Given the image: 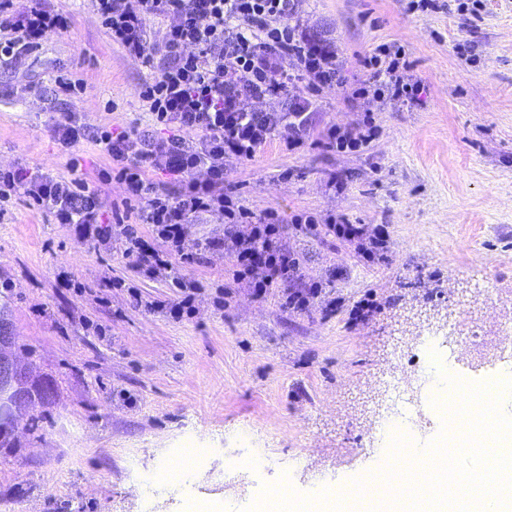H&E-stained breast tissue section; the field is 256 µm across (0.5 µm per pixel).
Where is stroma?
<instances>
[{
	"mask_svg": "<svg viewBox=\"0 0 512 512\" xmlns=\"http://www.w3.org/2000/svg\"><path fill=\"white\" fill-rule=\"evenodd\" d=\"M55 3L67 30L0 65V167L91 181L107 157L86 141L60 150L54 124L76 112L156 134L138 89L160 69L128 59L88 0ZM408 4L301 0L298 20L335 42L354 86L368 78L364 56L401 45L423 87L416 103L323 90L299 150L278 136L228 167L244 209L279 213V243L299 259L301 282L255 298L230 279L231 251H213L183 266L197 291L193 315L178 320L166 306L179 288L133 268L121 242L79 240L24 196L7 203L5 312L19 360L55 396L39 434L19 429L20 448L0 452V512H261L283 485L296 501L328 502L390 460L391 435L371 425L396 370L433 390L447 375L496 381L512 413V379L474 348L512 330V0H484L477 16L460 15L456 0L435 11ZM61 75L84 91L59 94ZM367 111L378 129L368 146L328 147L330 125L355 126ZM341 216L371 233L386 226L384 261L327 233ZM300 283L320 294L297 311L286 297ZM451 320L471 336L457 359L416 348L427 332L447 342ZM445 431L440 405L427 401L406 438L425 450ZM188 448L208 449L203 466L151 484ZM240 457L263 466L233 468Z\"/></svg>",
	"mask_w": 512,
	"mask_h": 512,
	"instance_id": "obj_1",
	"label": "stroma"
}]
</instances>
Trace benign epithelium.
I'll list each match as a JSON object with an SVG mask.
<instances>
[{
    "instance_id": "benign-epithelium-1",
    "label": "benign epithelium",
    "mask_w": 512,
    "mask_h": 512,
    "mask_svg": "<svg viewBox=\"0 0 512 512\" xmlns=\"http://www.w3.org/2000/svg\"><path fill=\"white\" fill-rule=\"evenodd\" d=\"M16 336L12 322L0 316V414L19 426L24 411L31 407V397L41 382L15 354Z\"/></svg>"
}]
</instances>
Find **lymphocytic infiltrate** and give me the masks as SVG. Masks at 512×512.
Here are the masks:
<instances>
[{"label": "lymphocytic infiltrate", "mask_w": 512, "mask_h": 512, "mask_svg": "<svg viewBox=\"0 0 512 512\" xmlns=\"http://www.w3.org/2000/svg\"><path fill=\"white\" fill-rule=\"evenodd\" d=\"M103 29L131 61L162 62L158 78L139 91L155 124L168 135L148 137L137 131L113 133L67 113L53 135L65 149L87 141L108 156L97 184L54 176L40 170L0 168V202L20 193L35 209L51 213L57 223L72 225L81 239L99 245L113 236L125 241L131 265L155 277L175 264L199 263L186 248L192 224L202 214L223 213L226 238L205 239V248L230 247L234 280L250 279L253 293L264 297L280 283L297 278L300 261L278 241L276 211L253 216L224 191L227 162L244 164L280 131L288 149L301 147L312 134V116L321 89H345L349 99L365 98L373 87L391 90L394 99L412 103L419 82L409 72L402 48L382 44L362 60L366 86L349 85L335 44L294 23L299 0H89ZM168 26L152 31V20ZM67 17L52 0H32L19 12L14 0H0V63L12 64L40 46L47 35L65 30ZM301 80L306 95L291 94ZM172 175L181 181L176 195L159 193L149 175ZM119 181L125 203H137L143 223L164 247L156 249L138 226L124 219L109 222L102 213L101 192ZM261 278H253L255 268Z\"/></svg>", "instance_id": "f902f5d3"}]
</instances>
